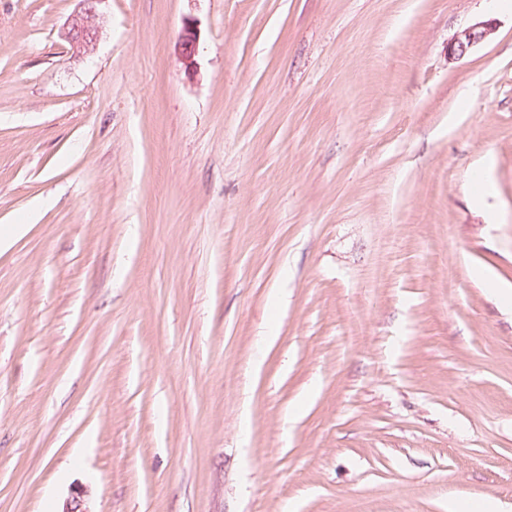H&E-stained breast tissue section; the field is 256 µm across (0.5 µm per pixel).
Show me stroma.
I'll use <instances>...</instances> for the list:
<instances>
[{
	"instance_id": "obj_1",
	"label": "stroma",
	"mask_w": 512,
	"mask_h": 512,
	"mask_svg": "<svg viewBox=\"0 0 512 512\" xmlns=\"http://www.w3.org/2000/svg\"><path fill=\"white\" fill-rule=\"evenodd\" d=\"M76 7L0 0V512H512V11ZM78 9L69 17L62 36L73 52L82 55L91 52L99 39L95 19L104 0H78ZM495 28L492 20H484L458 32L448 42V61L454 62L469 54L475 47L488 40L494 34ZM199 34L194 27L186 26L177 43V51L186 70H193L198 53Z\"/></svg>"
}]
</instances>
